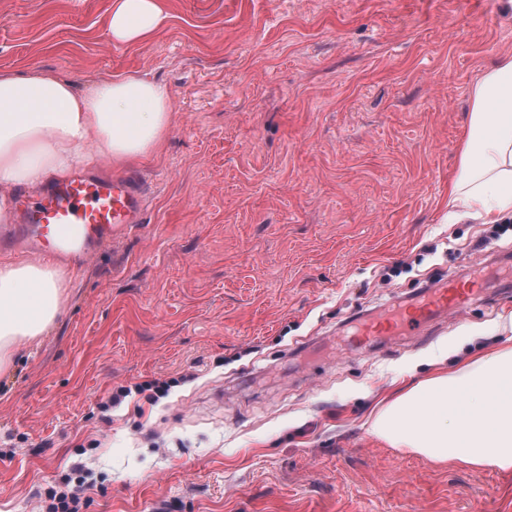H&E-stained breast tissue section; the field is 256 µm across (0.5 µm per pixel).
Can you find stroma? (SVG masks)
<instances>
[{"mask_svg": "<svg viewBox=\"0 0 512 512\" xmlns=\"http://www.w3.org/2000/svg\"><path fill=\"white\" fill-rule=\"evenodd\" d=\"M112 42V0H0V70L80 88L139 73L171 132L132 164L140 227L66 264V310L0 375V512H512V473L371 436L376 402L491 350L512 230L445 221L480 72L512 53L505 0H163ZM482 293L424 336L350 339L421 284ZM469 326L477 336L464 335ZM168 394L102 402L123 386ZM167 19L160 0H113L108 32L114 42L137 43L154 36ZM71 478H65L63 486L58 489L51 488L45 493L50 501L47 506L48 512H79L80 492L82 485L70 488Z\"/></svg>", "mask_w": 512, "mask_h": 512, "instance_id": "1", "label": "stroma"}]
</instances>
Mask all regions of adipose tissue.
Segmentation results:
<instances>
[{
	"instance_id": "adipose-tissue-1",
	"label": "adipose tissue",
	"mask_w": 512,
	"mask_h": 512,
	"mask_svg": "<svg viewBox=\"0 0 512 512\" xmlns=\"http://www.w3.org/2000/svg\"><path fill=\"white\" fill-rule=\"evenodd\" d=\"M160 0H112L108 32L131 44L166 23ZM174 122L167 88L121 73L84 90L34 69L0 71V223L15 192L36 191L75 170L153 157ZM512 220V54L472 87L448 220ZM65 273L46 261L0 260V373L64 313ZM368 432L437 463L512 472V346L426 377L384 405Z\"/></svg>"
}]
</instances>
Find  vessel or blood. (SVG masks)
<instances>
[{
	"mask_svg": "<svg viewBox=\"0 0 512 512\" xmlns=\"http://www.w3.org/2000/svg\"><path fill=\"white\" fill-rule=\"evenodd\" d=\"M143 213L144 198L135 180L78 174L46 188L35 206L23 213L22 223L27 244L39 255L68 250L88 256L110 243L113 234L140 224ZM472 279L470 271L459 270L447 287L425 291L412 309L365 325L361 332L423 333L448 306L463 309L475 299Z\"/></svg>",
	"mask_w": 512,
	"mask_h": 512,
	"instance_id": "obj_1",
	"label": "vessel or blood"
}]
</instances>
